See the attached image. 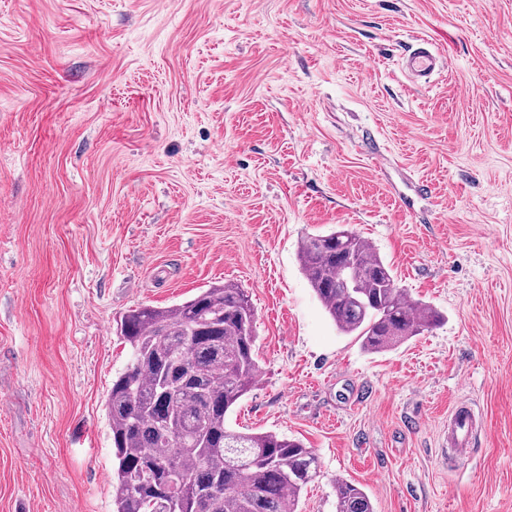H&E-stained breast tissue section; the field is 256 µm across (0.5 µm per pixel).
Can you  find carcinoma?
<instances>
[{
	"instance_id": "carcinoma-1",
	"label": "carcinoma",
	"mask_w": 512,
	"mask_h": 512,
	"mask_svg": "<svg viewBox=\"0 0 512 512\" xmlns=\"http://www.w3.org/2000/svg\"><path fill=\"white\" fill-rule=\"evenodd\" d=\"M297 256L327 315L368 352L441 321L396 286L391 267L352 230L307 235ZM342 256L352 260L349 273ZM255 324L249 293L234 283L123 316L130 361L105 400L117 461L115 512H297L302 491L321 473L316 452L273 432L226 427L262 373ZM335 495L336 512H374L368 494L344 478L336 479Z\"/></svg>"
}]
</instances>
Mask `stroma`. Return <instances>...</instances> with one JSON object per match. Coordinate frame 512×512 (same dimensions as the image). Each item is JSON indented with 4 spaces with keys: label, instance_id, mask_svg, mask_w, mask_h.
<instances>
[{
    "label": "stroma",
    "instance_id": "1",
    "mask_svg": "<svg viewBox=\"0 0 512 512\" xmlns=\"http://www.w3.org/2000/svg\"><path fill=\"white\" fill-rule=\"evenodd\" d=\"M339 227L440 325L340 333L296 257ZM226 281L262 366L227 425L315 450L300 512L339 476L374 512H512V0H0V512H112L117 326ZM441 54L433 43L422 40L419 47L409 49L403 67L414 84H426L439 67ZM477 415L468 400H458L448 412V431L445 432L444 448L452 451L455 457L470 455L476 437Z\"/></svg>",
    "mask_w": 512,
    "mask_h": 512
}]
</instances>
